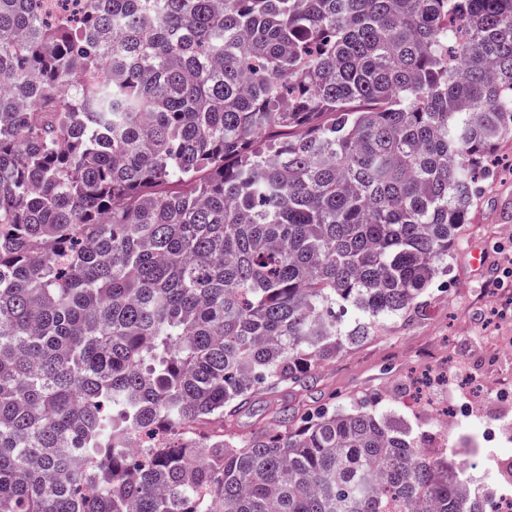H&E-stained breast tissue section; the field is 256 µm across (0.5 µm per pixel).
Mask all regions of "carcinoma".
Returning a JSON list of instances; mask_svg holds the SVG:
<instances>
[{"instance_id": "cac0c4a2", "label": "carcinoma", "mask_w": 512, "mask_h": 512, "mask_svg": "<svg viewBox=\"0 0 512 512\" xmlns=\"http://www.w3.org/2000/svg\"><path fill=\"white\" fill-rule=\"evenodd\" d=\"M0 0V512H496L364 405L226 427L420 312L512 137V0Z\"/></svg>"}]
</instances>
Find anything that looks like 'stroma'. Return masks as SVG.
I'll list each match as a JSON object with an SVG mask.
<instances>
[{
  "label": "stroma",
  "instance_id": "1",
  "mask_svg": "<svg viewBox=\"0 0 512 512\" xmlns=\"http://www.w3.org/2000/svg\"><path fill=\"white\" fill-rule=\"evenodd\" d=\"M504 225L512 226V139L496 148L480 205L451 248L447 277L433 284L422 312L388 325L303 382L258 392L235 417L237 434L247 439L276 427L284 410L300 413L332 399L363 401L402 420L425 446L466 458L489 499L512 494V479L499 465L512 457V437L499 421L512 406L491 393L485 366L489 342L508 328L495 309L501 298H512V288L497 295L484 289L512 265V239L500 233ZM476 251L483 255L479 267L471 263ZM448 410L462 416L451 434L441 420Z\"/></svg>",
  "mask_w": 512,
  "mask_h": 512
}]
</instances>
